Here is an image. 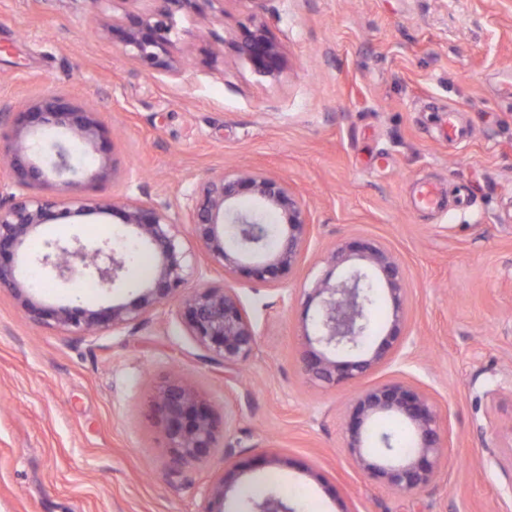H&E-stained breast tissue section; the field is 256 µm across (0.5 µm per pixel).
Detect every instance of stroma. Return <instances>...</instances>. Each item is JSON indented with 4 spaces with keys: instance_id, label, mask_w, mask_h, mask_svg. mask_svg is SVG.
I'll list each match as a JSON object with an SVG mask.
<instances>
[{
    "instance_id": "stroma-1",
    "label": "stroma",
    "mask_w": 512,
    "mask_h": 512,
    "mask_svg": "<svg viewBox=\"0 0 512 512\" xmlns=\"http://www.w3.org/2000/svg\"><path fill=\"white\" fill-rule=\"evenodd\" d=\"M90 0H0V113L52 92L97 113L105 149L71 144L97 181L52 178L33 188L67 203L132 197L165 203L214 170L285 179L309 207L314 235L287 288L237 291L258 334L237 369L207 359L173 304L135 326L93 335L36 324L0 289V512H202L226 476L227 512L242 488L273 477L296 512H512V0H224L180 12L179 77L148 72L107 31L122 16ZM261 15L281 45L277 79L255 74L234 41ZM467 134L449 140V109ZM430 184L436 205L417 208ZM109 214L42 226L29 244L110 235ZM353 238L402 262L408 321L399 348L361 378L324 387L302 362L304 291ZM140 250L122 287L55 288L38 266L33 297L97 307L131 300L152 274ZM404 381L438 406L439 476L398 492L360 471L347 411L377 384ZM187 383L217 420L216 446L195 465L173 461L159 393Z\"/></svg>"
}]
</instances>
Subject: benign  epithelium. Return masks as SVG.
<instances>
[{
	"instance_id": "obj_1",
	"label": "benign epithelium",
	"mask_w": 512,
	"mask_h": 512,
	"mask_svg": "<svg viewBox=\"0 0 512 512\" xmlns=\"http://www.w3.org/2000/svg\"><path fill=\"white\" fill-rule=\"evenodd\" d=\"M146 12L128 11L109 31L132 58L148 70L180 75L175 56V13L194 8L196 0H152ZM238 52L262 77L275 79L284 65L280 44L271 36L265 20L256 15L241 27ZM14 134L0 146L10 173L20 187L29 188L50 176L71 175L88 180L96 171L77 169L71 163L69 141L96 143L102 125L96 113L76 108L62 95L18 112L11 121ZM58 131L51 142L53 159L36 153L31 143L46 130ZM253 198V207L241 209L238 199ZM185 211L191 235L204 249L214 268L233 280L244 279L278 286L301 263L303 245L314 230L304 200L282 179L251 170L226 174L215 171L185 194ZM270 210L281 213L284 223L275 228L276 244L266 243L261 216ZM112 212L121 218L126 235L87 242L75 236L47 240L36 262L53 282L66 286L76 280H92L109 293L119 284L128 263V240L154 256L151 278L140 293L126 303L94 309L76 302L47 306L34 300L25 273L26 248L48 221L71 216ZM346 274L326 276L305 290L306 305H314L312 331H304L306 369L328 385L351 382L384 361L401 338L407 313V289L400 261L387 249L363 239L334 247L328 263L336 268L350 261ZM195 264L185 249L178 223L168 208L153 202L114 199L110 203L74 201L60 205L30 194L0 193V288L13 292L28 318L55 325L71 333L86 334L107 327L119 329L139 321L157 307L173 303L189 336L208 358L237 368L253 355L258 336L252 320L233 285L211 288L192 284ZM382 280L392 304L390 326L377 346L359 342L369 332L372 300L368 287ZM160 407L174 460L181 465L200 461L215 447L216 426L211 406L187 387L171 384L160 393ZM381 416L404 419L415 435L406 454L392 452L388 439L366 445L363 428ZM348 448L355 465L382 479L389 487L410 492L426 486L438 470L443 444L439 415L430 399L411 385L394 382L360 392L350 405L347 420ZM229 491L226 477L212 486L202 512H225ZM254 512H294L282 500L270 497L254 506Z\"/></svg>"
}]
</instances>
